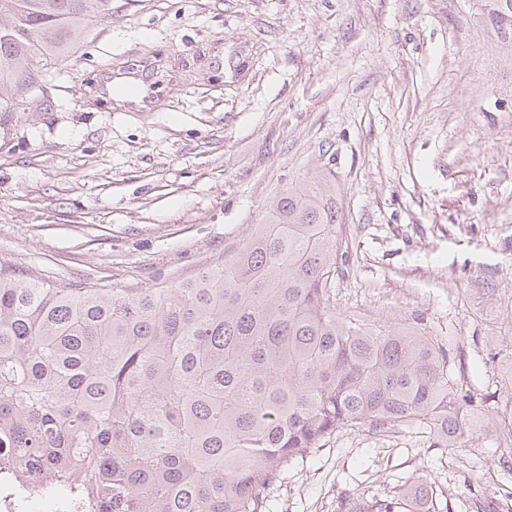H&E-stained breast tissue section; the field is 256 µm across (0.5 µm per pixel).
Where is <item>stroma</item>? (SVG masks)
<instances>
[{"label":"stroma","instance_id":"1","mask_svg":"<svg viewBox=\"0 0 512 512\" xmlns=\"http://www.w3.org/2000/svg\"><path fill=\"white\" fill-rule=\"evenodd\" d=\"M480 0H111L0 137V257L50 282L176 284L331 170L337 313L447 350L482 427L408 423L292 460L269 512H340L415 482L432 512L512 495V45ZM146 61L151 105L89 93Z\"/></svg>","mask_w":512,"mask_h":512}]
</instances>
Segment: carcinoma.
I'll list each match as a JSON object with an SVG mask.
<instances>
[{
    "label": "carcinoma",
    "instance_id": "obj_1",
    "mask_svg": "<svg viewBox=\"0 0 512 512\" xmlns=\"http://www.w3.org/2000/svg\"><path fill=\"white\" fill-rule=\"evenodd\" d=\"M512 44V0H482ZM109 0H0V129ZM334 175L303 181L224 261L130 292L46 282L0 258V466L36 486L72 475L98 512H267L288 462L329 435L419 421L442 448L481 424L448 354L406 327L331 307L343 240ZM412 484L348 512H430Z\"/></svg>",
    "mask_w": 512,
    "mask_h": 512
}]
</instances>
